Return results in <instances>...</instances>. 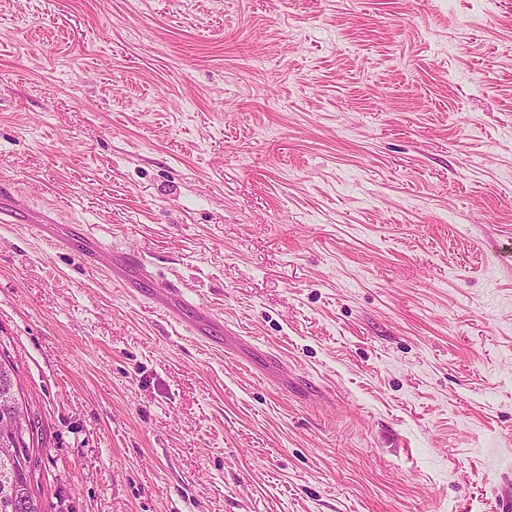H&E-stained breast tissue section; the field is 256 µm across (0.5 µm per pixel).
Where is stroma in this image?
<instances>
[{"label": "stroma", "mask_w": 512, "mask_h": 512, "mask_svg": "<svg viewBox=\"0 0 512 512\" xmlns=\"http://www.w3.org/2000/svg\"><path fill=\"white\" fill-rule=\"evenodd\" d=\"M2 186L156 275L0 223L52 512H492L512 0H0ZM54 236L56 246L70 251L85 264L102 272L108 273L111 276L112 268L115 269V262H119L120 265L137 269L144 277L152 276L151 271L148 270L143 260L132 253L114 252L112 254L111 252L108 259L104 262L101 260L100 245L95 239L86 235H83V238L80 239H76L74 236L69 234H55Z\"/></svg>", "instance_id": "stroma-1"}]
</instances>
